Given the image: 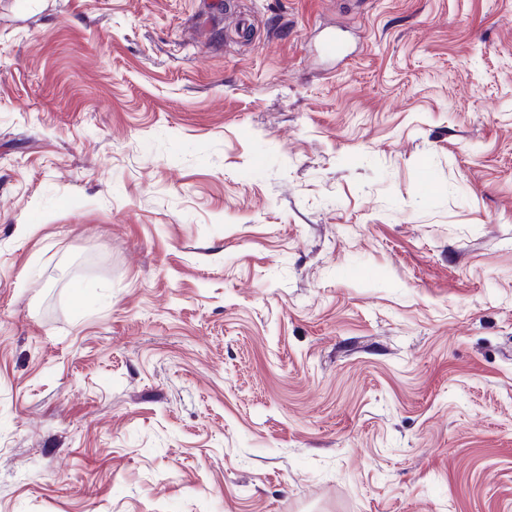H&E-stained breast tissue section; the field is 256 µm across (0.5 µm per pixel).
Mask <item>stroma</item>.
I'll use <instances>...</instances> for the list:
<instances>
[{
    "instance_id": "obj_1",
    "label": "stroma",
    "mask_w": 512,
    "mask_h": 512,
    "mask_svg": "<svg viewBox=\"0 0 512 512\" xmlns=\"http://www.w3.org/2000/svg\"><path fill=\"white\" fill-rule=\"evenodd\" d=\"M224 3L0 0V512H512V0Z\"/></svg>"
}]
</instances>
